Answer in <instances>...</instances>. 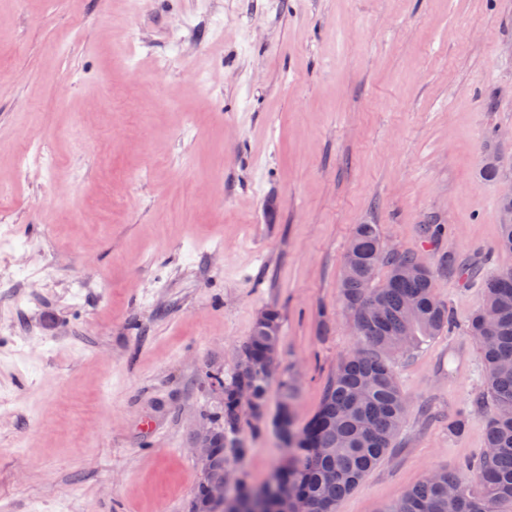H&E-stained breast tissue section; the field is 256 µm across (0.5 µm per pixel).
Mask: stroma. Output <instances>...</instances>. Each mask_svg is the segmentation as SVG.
<instances>
[{
  "instance_id": "stroma-1",
  "label": "stroma",
  "mask_w": 512,
  "mask_h": 512,
  "mask_svg": "<svg viewBox=\"0 0 512 512\" xmlns=\"http://www.w3.org/2000/svg\"><path fill=\"white\" fill-rule=\"evenodd\" d=\"M510 183L512 0H0V512H188L206 374L269 306L303 426L358 343L359 224L435 266L454 326L394 356L407 415L336 512L476 459L484 290L439 264L512 269ZM280 399L241 425L250 484Z\"/></svg>"
}]
</instances>
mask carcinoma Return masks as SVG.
I'll use <instances>...</instances> for the list:
<instances>
[{
	"label": "carcinoma",
	"instance_id": "carcinoma-1",
	"mask_svg": "<svg viewBox=\"0 0 512 512\" xmlns=\"http://www.w3.org/2000/svg\"><path fill=\"white\" fill-rule=\"evenodd\" d=\"M418 258L385 249L375 224L355 227L338 292L341 304L355 311L361 346L338 364L314 416L291 429L288 469L278 474L281 489L302 512H336L337 502L385 456L407 412L391 357L418 337L438 336L453 326L448 307L435 293L433 270L413 277L402 272ZM381 267L386 278L375 288L373 278ZM482 283L485 302L467 332L482 348L486 393L477 405L491 410L486 451L475 462L421 481L383 512H512V270L488 273ZM277 343L278 337L255 325L242 351L257 374L236 370L228 379L210 376L224 385V399L209 415L219 433L218 468L228 456L247 452L238 442L242 391L248 390L253 418L262 417L277 369L270 359Z\"/></svg>",
	"mask_w": 512,
	"mask_h": 512
}]
</instances>
